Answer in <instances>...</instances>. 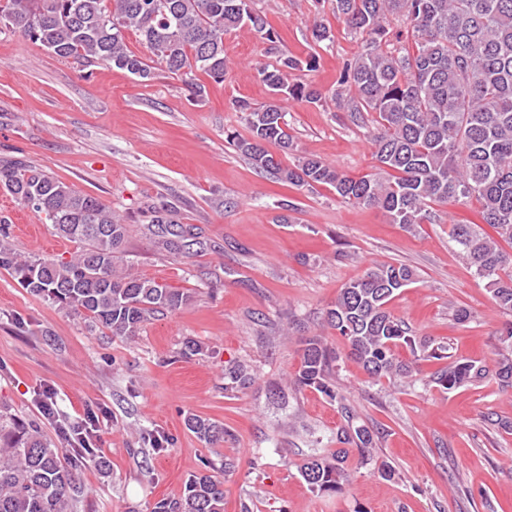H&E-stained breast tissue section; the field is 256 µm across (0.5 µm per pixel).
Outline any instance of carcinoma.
<instances>
[{
  "instance_id": "1",
  "label": "carcinoma",
  "mask_w": 512,
  "mask_h": 512,
  "mask_svg": "<svg viewBox=\"0 0 512 512\" xmlns=\"http://www.w3.org/2000/svg\"><path fill=\"white\" fill-rule=\"evenodd\" d=\"M336 20L361 39L356 57L345 63L336 87L324 92L291 83L288 74L315 67L283 53L278 33L254 0H0V33L10 32L61 59L85 66L123 69L143 82L157 72H201L224 81V36L249 27L269 43L275 64L261 70L272 92L261 104L236 100L249 136L229 140L251 164L277 180L300 188L329 186L342 202L378 208L390 223L412 228L431 220V204L449 200L481 205V219L496 229L493 238L474 224L452 225V241L496 303L512 312V0H330ZM399 27L392 29V22ZM318 45L332 38L318 19L309 25ZM150 52H133L127 34ZM347 98L350 121L370 124L383 175L354 178L315 155H300L285 166L267 148L296 150L287 131L283 102L311 104ZM0 190L44 217L60 236L79 245L68 260L21 256L0 239V267L11 269L34 295L84 316L89 325L131 339L157 315L192 301L188 291L135 272L124 260L129 227L99 198L82 193L44 170L16 158H0ZM148 223L164 244L185 254L199 244L170 208H147ZM406 264L373 263L339 289L325 322L343 338L347 352L325 337L301 340L299 387L335 398L336 366L347 358L371 380L416 381L421 362L441 366L427 384L442 390L495 380L512 389V326L500 337L494 366L483 360L455 359L447 348L416 339L388 304L415 282ZM407 347L405 361L398 348ZM254 382L242 364L224 366V391ZM186 428L207 444L224 439V427L189 414ZM379 431L350 420L336 430V447L315 449L298 467L314 491L336 493L351 481V451L369 459ZM85 456L64 463L59 450L35 427L0 424V512H72L82 487L75 471ZM151 512H224L223 481L191 476L178 499L163 498Z\"/></svg>"
}]
</instances>
